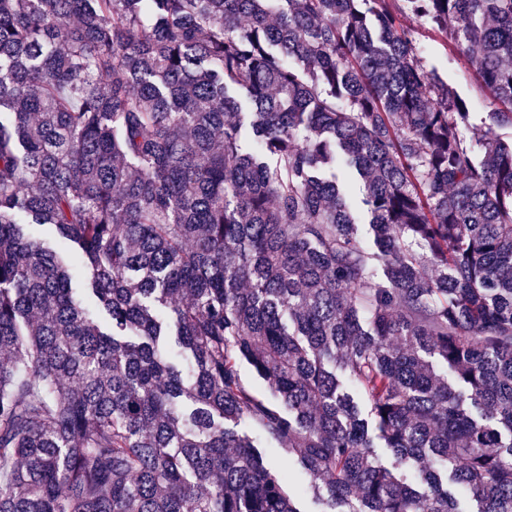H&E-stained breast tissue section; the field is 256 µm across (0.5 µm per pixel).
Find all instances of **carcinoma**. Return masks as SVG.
<instances>
[{"mask_svg":"<svg viewBox=\"0 0 512 512\" xmlns=\"http://www.w3.org/2000/svg\"><path fill=\"white\" fill-rule=\"evenodd\" d=\"M407 11L478 53L483 158ZM495 126L512 0H0V512H301L260 441L326 512H512ZM264 454L268 462L273 463L281 469L290 472L292 483L290 484V490L294 492V488L297 485L304 487L305 491L297 497V506L304 512H320L323 510L322 502L318 500L320 497L311 488L309 477L306 476L298 462L294 457L288 458V454L285 452L271 453L268 450L259 448Z\"/></svg>","mask_w":512,"mask_h":512,"instance_id":"obj_1","label":"carcinoma"}]
</instances>
